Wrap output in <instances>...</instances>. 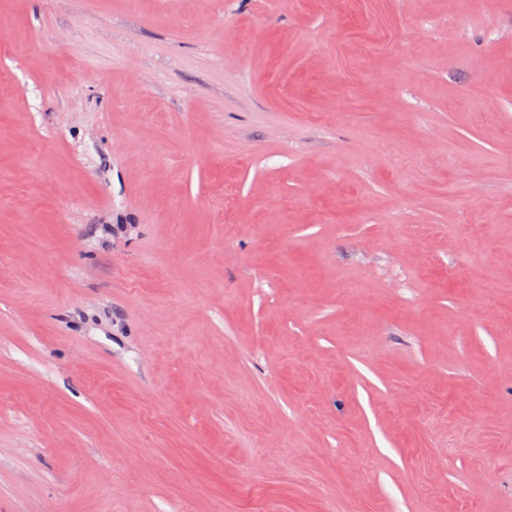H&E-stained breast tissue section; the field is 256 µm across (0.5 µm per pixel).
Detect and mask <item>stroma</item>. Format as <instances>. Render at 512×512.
Returning <instances> with one entry per match:
<instances>
[{
  "instance_id": "1",
  "label": "stroma",
  "mask_w": 512,
  "mask_h": 512,
  "mask_svg": "<svg viewBox=\"0 0 512 512\" xmlns=\"http://www.w3.org/2000/svg\"><path fill=\"white\" fill-rule=\"evenodd\" d=\"M0 512H512V0H0Z\"/></svg>"
}]
</instances>
